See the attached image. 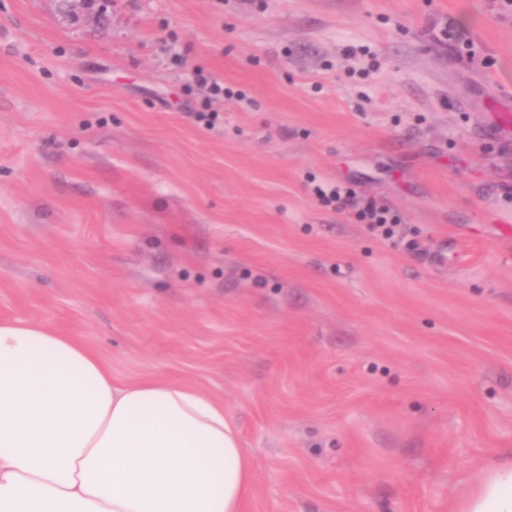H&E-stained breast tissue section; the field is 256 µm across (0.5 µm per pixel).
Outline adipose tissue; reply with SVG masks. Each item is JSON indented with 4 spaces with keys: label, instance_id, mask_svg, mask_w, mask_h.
<instances>
[{
    "label": "adipose tissue",
    "instance_id": "1",
    "mask_svg": "<svg viewBox=\"0 0 512 512\" xmlns=\"http://www.w3.org/2000/svg\"><path fill=\"white\" fill-rule=\"evenodd\" d=\"M253 481L223 405L196 388L117 383L80 341L0 322V512H247ZM451 512H512V458Z\"/></svg>",
    "mask_w": 512,
    "mask_h": 512
}]
</instances>
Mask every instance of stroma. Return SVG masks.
I'll return each mask as SVG.
<instances>
[{
  "instance_id": "1",
  "label": "stroma",
  "mask_w": 512,
  "mask_h": 512,
  "mask_svg": "<svg viewBox=\"0 0 512 512\" xmlns=\"http://www.w3.org/2000/svg\"><path fill=\"white\" fill-rule=\"evenodd\" d=\"M501 100L498 0H0V320L222 403L250 512H448L512 456ZM442 43H448L452 50H455L460 56H467L468 58H474L477 55V45L472 41L464 30L459 28L454 21L449 20L439 30L438 38ZM196 82L199 88L204 91L205 99L203 102V109L195 113V118L198 122L205 125L212 126L213 120L216 117L215 112L210 111V106L214 101H224L233 98H241L242 94L239 91H233L229 87H224V83H219L215 80H209L201 72L196 74ZM314 193L320 202L336 210L353 207L361 221L371 224L385 237L392 236V224H399V218L389 209L378 207L373 199H357L355 191L347 184L330 182L316 185Z\"/></svg>"
}]
</instances>
